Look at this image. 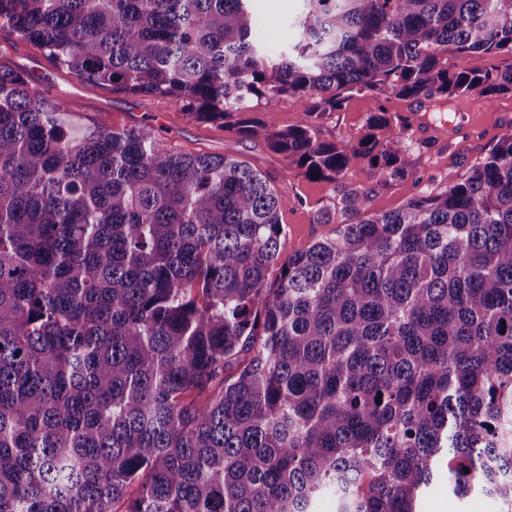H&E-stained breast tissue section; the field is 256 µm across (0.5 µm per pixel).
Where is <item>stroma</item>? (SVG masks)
<instances>
[{"label": "stroma", "instance_id": "stroma-1", "mask_svg": "<svg viewBox=\"0 0 512 512\" xmlns=\"http://www.w3.org/2000/svg\"><path fill=\"white\" fill-rule=\"evenodd\" d=\"M253 3L270 46L292 37L291 22L302 9L301 0H253ZM0 65L29 70L38 89L62 97L85 122L115 129L145 123L155 128L162 149L229 153L259 169L280 193L284 253L307 249L315 241L334 236L335 225L317 221L320 213L338 212L332 184L306 177L295 164L270 151L263 142L243 138L216 123L190 118L169 97L129 95L86 83L55 68L36 47L5 30H0ZM371 105L369 96L350 95L342 109L327 113L319 121V140L327 143L359 140L366 132ZM510 126L512 94L488 102L475 90L460 102L450 123L430 121L414 126L411 176L376 190L366 166L359 164L347 171L345 180L352 186L370 189L369 211H389L415 196L446 189L461 174L462 162L482 160ZM419 512H505V507L498 499L476 491L464 497L455 496L448 490L447 473L441 471L423 495Z\"/></svg>", "mask_w": 512, "mask_h": 512}]
</instances>
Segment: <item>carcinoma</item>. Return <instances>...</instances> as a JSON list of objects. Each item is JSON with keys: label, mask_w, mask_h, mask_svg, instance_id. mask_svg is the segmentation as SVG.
Returning a JSON list of instances; mask_svg holds the SVG:
<instances>
[{"label": "carcinoma", "mask_w": 512, "mask_h": 512, "mask_svg": "<svg viewBox=\"0 0 512 512\" xmlns=\"http://www.w3.org/2000/svg\"><path fill=\"white\" fill-rule=\"evenodd\" d=\"M249 2L0 0L55 67L233 120L343 217L285 258L263 173L83 123L0 66V512H418L444 464L512 512V127L394 210L343 182L411 175L381 95L440 122L512 92V69L443 61L512 53V0H303L270 72ZM348 93L373 97L366 134L318 140ZM283 96L288 129L235 119Z\"/></svg>", "instance_id": "carcinoma-1"}]
</instances>
